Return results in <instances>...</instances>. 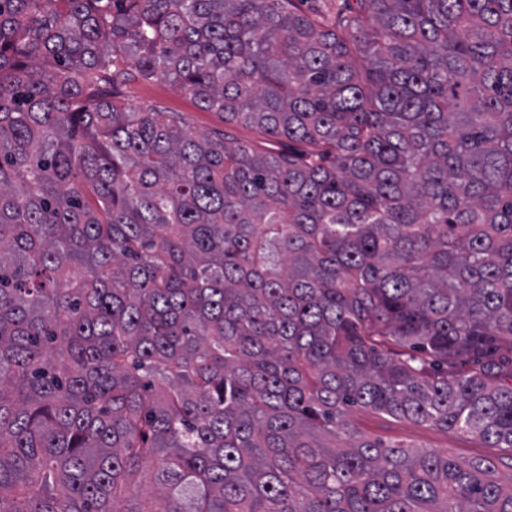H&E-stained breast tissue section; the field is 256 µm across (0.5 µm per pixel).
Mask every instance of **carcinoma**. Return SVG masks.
Segmentation results:
<instances>
[{
    "instance_id": "obj_1",
    "label": "carcinoma",
    "mask_w": 512,
    "mask_h": 512,
    "mask_svg": "<svg viewBox=\"0 0 512 512\" xmlns=\"http://www.w3.org/2000/svg\"><path fill=\"white\" fill-rule=\"evenodd\" d=\"M303 3L0 0V512H512V0ZM114 94V100H121L133 106H152L164 112H180L186 128L192 131H227L245 143L251 142L256 136L250 128L224 125L223 114L200 110L177 85L165 79H135L118 85ZM352 421L367 435L399 440L448 452L460 460L474 457L496 459L511 455L510 448H488L478 438L447 434L407 421L381 418L362 410H353Z\"/></svg>"
}]
</instances>
